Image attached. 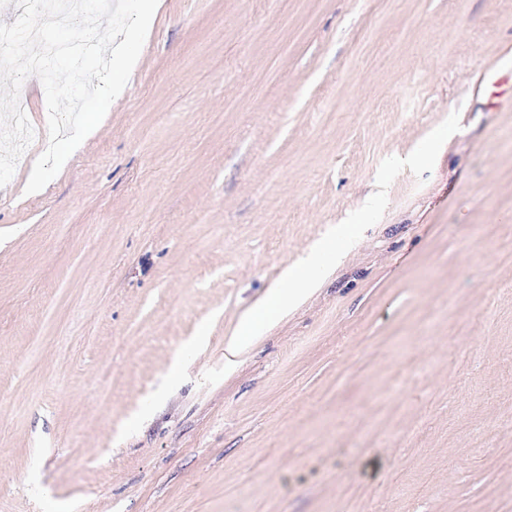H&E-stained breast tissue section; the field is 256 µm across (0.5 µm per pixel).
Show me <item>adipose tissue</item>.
Returning a JSON list of instances; mask_svg holds the SVG:
<instances>
[{"instance_id": "1", "label": "adipose tissue", "mask_w": 512, "mask_h": 512, "mask_svg": "<svg viewBox=\"0 0 512 512\" xmlns=\"http://www.w3.org/2000/svg\"><path fill=\"white\" fill-rule=\"evenodd\" d=\"M356 233V225H343L335 238L321 242L299 264L286 269L279 283L268 291L263 302L241 319L236 336L224 348L225 361H233L252 336L297 306L322 277L325 256L338 253L342 241L354 237Z\"/></svg>"}]
</instances>
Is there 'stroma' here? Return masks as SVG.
<instances>
[{
    "mask_svg": "<svg viewBox=\"0 0 512 512\" xmlns=\"http://www.w3.org/2000/svg\"><path fill=\"white\" fill-rule=\"evenodd\" d=\"M115 79L0 188V512H512V0H160ZM356 233V225H343L335 238L321 242L299 264L287 268L279 283L270 288L263 302L241 319L237 335L224 347L225 361L232 363L241 347L252 336H256L270 323L297 306L322 277L325 271L324 257L337 254L341 243L354 237Z\"/></svg>",
    "mask_w": 512,
    "mask_h": 512,
    "instance_id": "35a3bbf8",
    "label": "stroma"
}]
</instances>
